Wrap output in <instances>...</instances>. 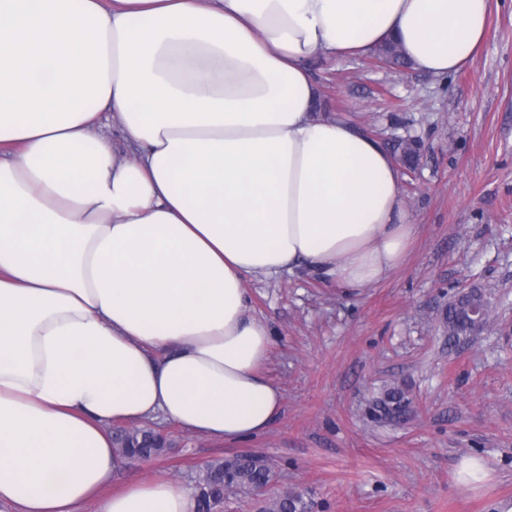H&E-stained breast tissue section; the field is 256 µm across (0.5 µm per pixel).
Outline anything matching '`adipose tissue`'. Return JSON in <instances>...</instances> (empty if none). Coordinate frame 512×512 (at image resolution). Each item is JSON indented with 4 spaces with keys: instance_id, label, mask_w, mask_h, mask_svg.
Segmentation results:
<instances>
[{
    "instance_id": "adipose-tissue-1",
    "label": "adipose tissue",
    "mask_w": 512,
    "mask_h": 512,
    "mask_svg": "<svg viewBox=\"0 0 512 512\" xmlns=\"http://www.w3.org/2000/svg\"><path fill=\"white\" fill-rule=\"evenodd\" d=\"M500 0H0V502L192 512L109 425L211 444L266 431L282 393L247 277L304 265L358 290L416 235L392 154L316 115L317 56L397 41L474 62ZM137 147L120 154L102 112Z\"/></svg>"
}]
</instances>
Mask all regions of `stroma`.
<instances>
[{"label": "stroma", "mask_w": 512, "mask_h": 512, "mask_svg": "<svg viewBox=\"0 0 512 512\" xmlns=\"http://www.w3.org/2000/svg\"><path fill=\"white\" fill-rule=\"evenodd\" d=\"M322 117L343 115L384 145L420 144L399 188L417 233L406 263L344 292L305 271L251 277L250 312L273 345L264 374L283 392L269 429L216 447L161 421L168 446L112 477L121 488L162 476L196 488L209 464L263 456L272 494L313 512H494L512 502V0H501L474 64L445 78L375 54L312 64ZM483 289L486 329L450 338L444 314ZM402 388L400 417L376 411ZM477 458L479 479L458 480Z\"/></svg>", "instance_id": "stroma-1"}]
</instances>
